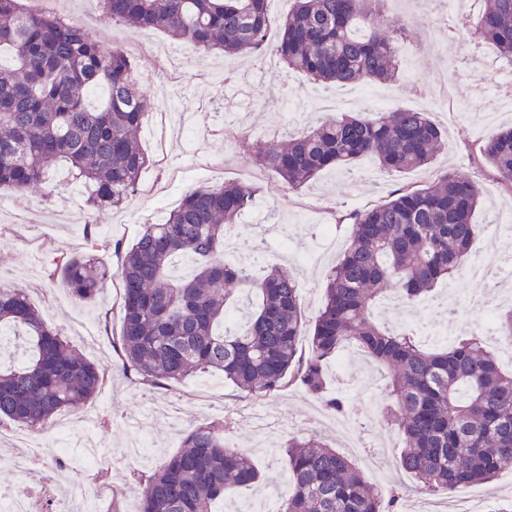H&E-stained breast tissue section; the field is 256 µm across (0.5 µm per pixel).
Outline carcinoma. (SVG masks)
Returning <instances> with one entry per match:
<instances>
[{
    "instance_id": "carcinoma-1",
    "label": "carcinoma",
    "mask_w": 512,
    "mask_h": 512,
    "mask_svg": "<svg viewBox=\"0 0 512 512\" xmlns=\"http://www.w3.org/2000/svg\"><path fill=\"white\" fill-rule=\"evenodd\" d=\"M267 0H99L112 23L158 29L227 55L268 44ZM275 53L284 67L317 83L387 81L399 70L395 42L405 25L379 20L385 0H294ZM476 39L512 60V0H482ZM148 117L132 62L104 51L83 27L22 0H0V188L25 194L62 164L95 209H121L149 165L141 132ZM447 145L428 113L396 109L373 117L338 113L300 135L258 143L253 161L292 189L321 170L363 157L394 172L431 164ZM497 180L512 189V129L478 146ZM481 188L455 173L421 188L401 187L379 205L342 214L350 243L331 270L299 350L306 319L296 280L276 268L255 279L225 258L233 224L256 190L244 183L185 193L164 222L145 224L117 248L121 333L116 344L134 382L157 386L219 372L246 397L297 386L344 415L328 390L327 366L352 346L383 365L387 422L397 427L399 462L425 492H452L512 469V371L478 336L431 348L410 327L379 325L372 307L394 290L410 305L464 268L479 232ZM83 253L60 252L51 276L73 298L95 300L111 271L97 255L95 225ZM256 291L241 322L227 318L238 295ZM497 335L512 339V307L495 309ZM0 425L40 430L98 391L96 366L78 354L18 289L0 284ZM279 512H399L401 495L368 484L357 465L316 434L291 437ZM260 473L214 425L191 428L183 449L136 492L139 512H212L229 489H249Z\"/></svg>"
}]
</instances>
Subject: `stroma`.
Listing matches in <instances>:
<instances>
[{
  "label": "stroma",
  "instance_id": "35a3bbf8",
  "mask_svg": "<svg viewBox=\"0 0 512 512\" xmlns=\"http://www.w3.org/2000/svg\"><path fill=\"white\" fill-rule=\"evenodd\" d=\"M293 7V0H268L271 19L268 43L263 54H198L183 58L172 54L173 40L159 30L145 47L136 46V34L123 26L99 32L101 44L134 45L136 72L154 70L165 60L166 70L182 76L181 83L167 85L165 91L148 90L149 116L142 132L150 165L142 175L137 193L120 210L89 208L84 196L75 192L66 169H59L56 180L61 191L34 199L12 195L9 215L0 222V282L18 288L41 312L52 327L69 338L71 344L99 368L102 385L88 402L94 410L95 437L103 445L105 462L83 470L82 478L99 488L100 512H137L134 489L141 478L152 474L182 446L185 429L222 423L224 440L242 449L257 469L272 480L256 488L225 493L216 502L215 512H239L254 498L275 502L285 491V466H272L295 425L305 424L313 433L343 455H350L342 436L331 423L321 421L320 403L297 388L289 387L258 400L242 397L237 388L219 373L203 374L172 383L164 389L135 385L124 374L120 358L112 348L121 329L120 278L114 270L118 260L115 244L130 245L142 225L156 222L159 214L169 213L190 189L220 185L227 181L255 186L265 202L262 223L242 220L235 231V244L241 252L252 253L258 239H266L273 263L293 276L300 288L306 320H313L324 303V287L330 269L343 253L351 227L338 223L336 214L364 209L386 202L393 190L403 185L422 186L446 173H461L477 181L483 204L474 220L480 232L470 254L486 268L498 265L502 256L512 255V233L499 232L497 225L512 213V191L499 183L488 165L476 153L478 143L512 126V95L499 84L501 60L488 43L471 46L449 35L440 26L423 27L420 0H389L386 9L398 15L406 26L405 46L414 56L403 60L401 74L392 83H377V92L399 90L397 107L430 112L433 121L448 133V149L427 168L406 173L382 171L379 177L364 175V168H376V161L363 158L347 169L320 172L309 184L291 189L270 170L255 164L243 143L257 139L273 142L286 133L299 134L320 113L291 122L284 106L287 96L320 94L343 97L349 87L319 84L305 75H284L272 47L279 40V23ZM468 50L472 71L461 75L449 67L447 56ZM99 229V260L113 273L94 303L74 301L60 280L46 275L56 253L83 251L88 247L85 225ZM332 225L335 246L324 245L315 228ZM452 298L458 312V332L476 334L490 326L487 316L498 298L489 297L485 283L471 280L460 272L439 283L426 304L399 308L387 314L386 324L411 323L419 331L437 334L448 322L442 306ZM87 325L92 344H84L74 331ZM385 368L374 362L350 361L343 373H330L334 393L348 397V414L361 422L369 445L381 451L379 477L385 487L415 492L412 478L399 465L396 432L382 417ZM262 407L281 421L271 441L253 429L249 417ZM38 440L49 452L30 475L17 473L0 464V491L10 492L46 478L48 497L59 496L67 478L56 470L50 431L38 432Z\"/></svg>",
  "mask_w": 512,
  "mask_h": 512
}]
</instances>
